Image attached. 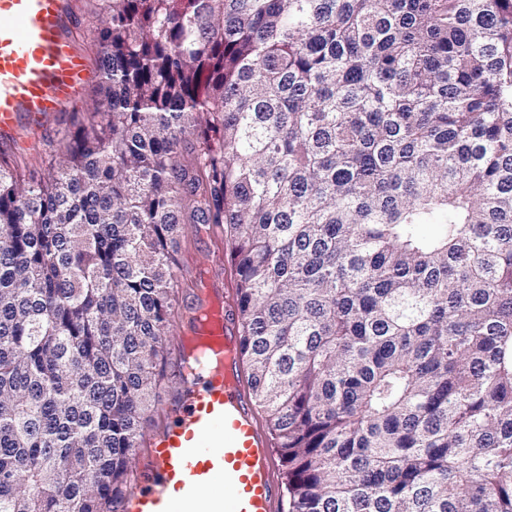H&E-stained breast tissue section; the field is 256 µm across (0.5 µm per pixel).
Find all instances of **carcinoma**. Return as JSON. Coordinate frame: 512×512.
I'll return each mask as SVG.
<instances>
[{
	"label": "carcinoma",
	"mask_w": 512,
	"mask_h": 512,
	"mask_svg": "<svg viewBox=\"0 0 512 512\" xmlns=\"http://www.w3.org/2000/svg\"><path fill=\"white\" fill-rule=\"evenodd\" d=\"M102 2L99 108L0 159V512H115L187 201L289 512H512V0Z\"/></svg>",
	"instance_id": "cac0c4a2"
}]
</instances>
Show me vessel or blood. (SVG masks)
Returning <instances> with one entry per match:
<instances>
[{
	"mask_svg": "<svg viewBox=\"0 0 512 512\" xmlns=\"http://www.w3.org/2000/svg\"><path fill=\"white\" fill-rule=\"evenodd\" d=\"M72 25L70 0H0L1 142L39 129L84 85L89 67ZM186 333L204 353L118 512H278L274 441L240 380L237 301L213 274L199 275Z\"/></svg>",
	"mask_w": 512,
	"mask_h": 512,
	"instance_id": "b4317fda",
	"label": "vessel or blood"
}]
</instances>
